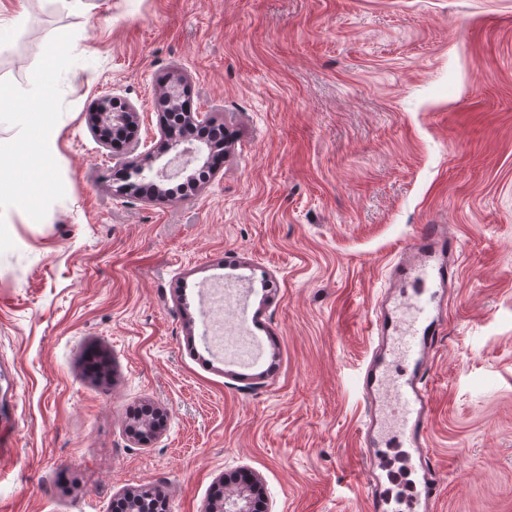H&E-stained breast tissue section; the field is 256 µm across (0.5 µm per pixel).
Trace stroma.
<instances>
[{"label": "stroma", "mask_w": 512, "mask_h": 512, "mask_svg": "<svg viewBox=\"0 0 512 512\" xmlns=\"http://www.w3.org/2000/svg\"><path fill=\"white\" fill-rule=\"evenodd\" d=\"M86 2L24 0L0 52V102L43 82L57 133L51 194L0 209V512H112L146 484L207 512L244 471L269 512H370L358 378L424 224L459 242L428 380L435 512H512V0ZM168 79L223 121V166L120 196L91 111L132 102L157 146Z\"/></svg>", "instance_id": "1"}]
</instances>
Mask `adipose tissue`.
Masks as SVG:
<instances>
[{"mask_svg":"<svg viewBox=\"0 0 512 512\" xmlns=\"http://www.w3.org/2000/svg\"><path fill=\"white\" fill-rule=\"evenodd\" d=\"M23 131L9 148L11 169L9 175L0 174V200L17 198L32 172L48 173L54 162L55 132L46 112L39 105L21 113Z\"/></svg>","mask_w":512,"mask_h":512,"instance_id":"ef3b65f1","label":"adipose tissue"}]
</instances>
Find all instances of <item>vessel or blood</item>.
I'll return each mask as SVG.
<instances>
[{
	"label": "vessel or blood",
	"instance_id": "obj_1",
	"mask_svg": "<svg viewBox=\"0 0 512 512\" xmlns=\"http://www.w3.org/2000/svg\"><path fill=\"white\" fill-rule=\"evenodd\" d=\"M455 249L444 224L422 225L403 248L393 269L390 298L371 323L378 347L360 379L367 404V423L360 435L365 463L369 471H377L384 448L401 443L408 463L423 471L416 497L419 512H433L441 493L427 451L433 413L427 377L440 327L432 307L433 289L456 279L458 269L449 262Z\"/></svg>",
	"mask_w": 512,
	"mask_h": 512
}]
</instances>
